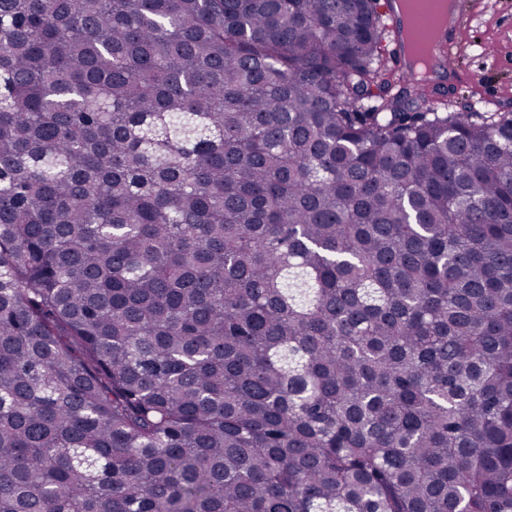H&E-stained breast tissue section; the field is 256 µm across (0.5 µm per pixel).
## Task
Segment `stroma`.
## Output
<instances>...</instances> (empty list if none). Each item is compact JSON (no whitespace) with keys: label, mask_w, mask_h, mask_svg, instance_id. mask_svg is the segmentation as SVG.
Instances as JSON below:
<instances>
[{"label":"stroma","mask_w":512,"mask_h":512,"mask_svg":"<svg viewBox=\"0 0 512 512\" xmlns=\"http://www.w3.org/2000/svg\"><path fill=\"white\" fill-rule=\"evenodd\" d=\"M455 43L448 99L465 112L482 101L512 113V0H465Z\"/></svg>","instance_id":"35a3bbf8"}]
</instances>
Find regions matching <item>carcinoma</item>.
Listing matches in <instances>:
<instances>
[{"label": "carcinoma", "instance_id": "carcinoma-1", "mask_svg": "<svg viewBox=\"0 0 512 512\" xmlns=\"http://www.w3.org/2000/svg\"><path fill=\"white\" fill-rule=\"evenodd\" d=\"M379 0H0V512H512V113ZM402 37L407 45L409 67L424 79L434 78L440 69L434 40L419 38L408 27L403 28Z\"/></svg>", "mask_w": 512, "mask_h": 512}]
</instances>
